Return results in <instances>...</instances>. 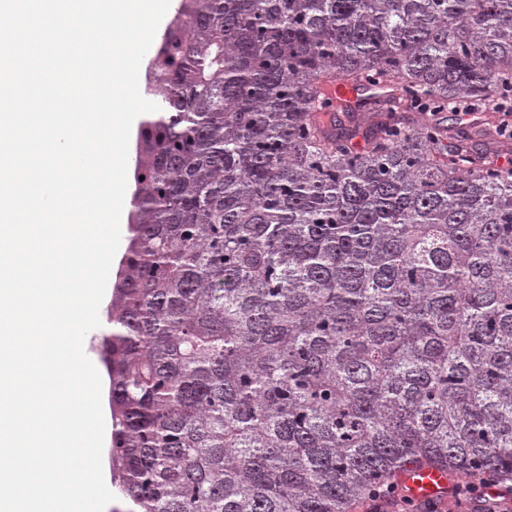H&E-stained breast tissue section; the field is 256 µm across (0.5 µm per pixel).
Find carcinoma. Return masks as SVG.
<instances>
[{
    "label": "carcinoma",
    "instance_id": "1",
    "mask_svg": "<svg viewBox=\"0 0 512 512\" xmlns=\"http://www.w3.org/2000/svg\"><path fill=\"white\" fill-rule=\"evenodd\" d=\"M151 74L100 333L111 512L512 472V0H181ZM364 80L358 152L325 90Z\"/></svg>",
    "mask_w": 512,
    "mask_h": 512
}]
</instances>
